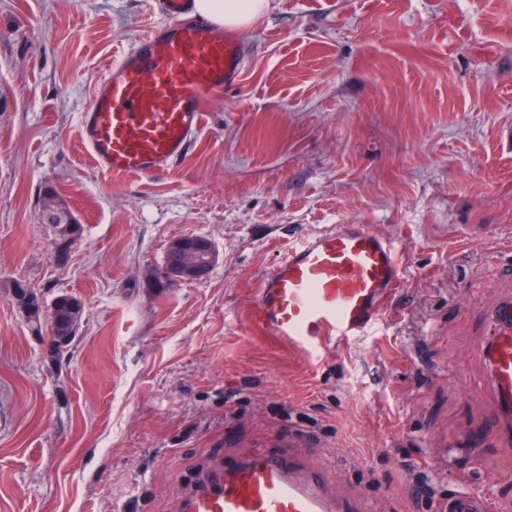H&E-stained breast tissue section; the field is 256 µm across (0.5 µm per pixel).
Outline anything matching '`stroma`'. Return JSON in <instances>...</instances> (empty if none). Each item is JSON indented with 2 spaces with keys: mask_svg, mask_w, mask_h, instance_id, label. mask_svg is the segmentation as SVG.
<instances>
[{
  "mask_svg": "<svg viewBox=\"0 0 512 512\" xmlns=\"http://www.w3.org/2000/svg\"><path fill=\"white\" fill-rule=\"evenodd\" d=\"M157 22L152 0H0V512H176L226 449L291 438L376 512L475 485L512 505L476 351L512 295V0H270L186 156L97 173L79 114ZM52 191L84 226L63 266ZM328 224L393 238L404 288L312 362L247 311ZM188 235L215 243L211 273L158 287ZM17 280L81 300L66 350L29 329Z\"/></svg>",
  "mask_w": 512,
  "mask_h": 512,
  "instance_id": "1",
  "label": "stroma"
}]
</instances>
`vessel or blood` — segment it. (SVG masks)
<instances>
[{
	"mask_svg": "<svg viewBox=\"0 0 512 512\" xmlns=\"http://www.w3.org/2000/svg\"><path fill=\"white\" fill-rule=\"evenodd\" d=\"M163 24L132 42L94 84L81 112V141L102 174L149 177L171 169L198 139L206 94L241 81L249 46L202 18L196 0H157ZM394 241L367 224H331L292 247L260 281L248 312L252 334L269 346L315 358L369 335L400 288ZM477 350L497 437L512 446V299L498 303ZM491 493L463 490L442 512H496ZM178 512H371L339 472L303 443L246 450L204 470Z\"/></svg>",
	"mask_w": 512,
	"mask_h": 512,
	"instance_id": "b4317fda",
	"label": "vessel or blood"
}]
</instances>
